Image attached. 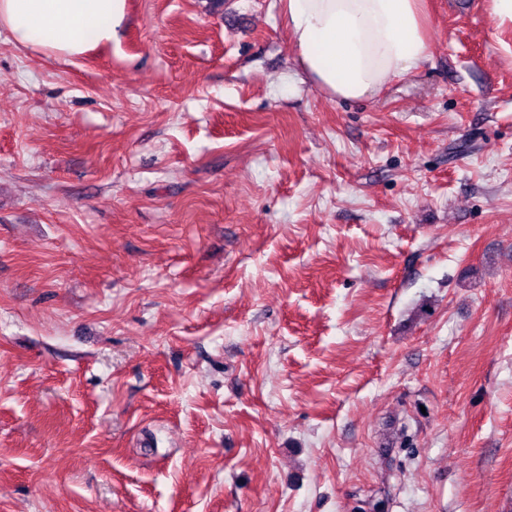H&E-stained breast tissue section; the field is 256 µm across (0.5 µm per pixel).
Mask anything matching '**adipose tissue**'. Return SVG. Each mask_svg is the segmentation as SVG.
Wrapping results in <instances>:
<instances>
[{
    "instance_id": "ef3b65f1",
    "label": "adipose tissue",
    "mask_w": 512,
    "mask_h": 512,
    "mask_svg": "<svg viewBox=\"0 0 512 512\" xmlns=\"http://www.w3.org/2000/svg\"><path fill=\"white\" fill-rule=\"evenodd\" d=\"M125 0H0V28L20 45L76 61L111 43ZM307 78L332 98L361 100L427 56L424 0H283Z\"/></svg>"
}]
</instances>
